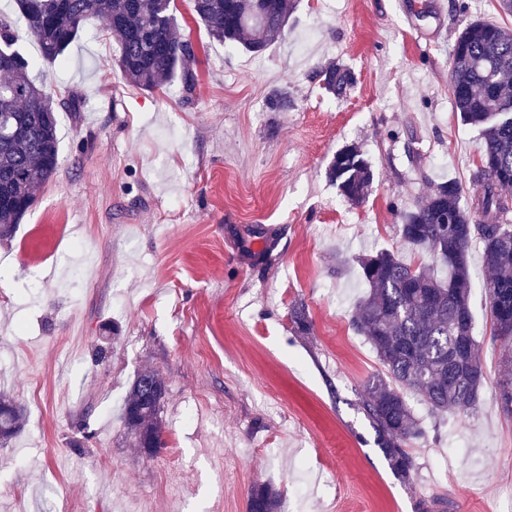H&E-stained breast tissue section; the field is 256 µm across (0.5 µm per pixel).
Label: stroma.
I'll use <instances>...</instances> for the list:
<instances>
[{
    "label": "stroma",
    "instance_id": "1",
    "mask_svg": "<svg viewBox=\"0 0 512 512\" xmlns=\"http://www.w3.org/2000/svg\"><path fill=\"white\" fill-rule=\"evenodd\" d=\"M294 0L284 37L253 55L227 49L174 0L194 46L195 88L125 82L117 44L88 18L50 77L60 165L0 241V393L23 430L0 442V512H247L265 483L281 512H512V414L498 401L495 341L480 244L470 249V307L487 372L481 408L435 417L411 448L414 481L392 473L358 405L381 366L352 326L368 288L358 256H421L398 214L454 179L463 200L481 156L453 106L450 53L465 19L512 27L497 0ZM354 71L341 97L315 72ZM288 91L285 112L268 95ZM358 145L374 180L354 206L327 176ZM272 229L257 242L249 230ZM304 305L309 333L291 313ZM167 386L164 445L128 448L121 422L138 371Z\"/></svg>",
    "mask_w": 512,
    "mask_h": 512
}]
</instances>
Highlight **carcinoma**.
<instances>
[{"label":"carcinoma","mask_w":512,"mask_h":512,"mask_svg":"<svg viewBox=\"0 0 512 512\" xmlns=\"http://www.w3.org/2000/svg\"><path fill=\"white\" fill-rule=\"evenodd\" d=\"M173 0H16L20 17L35 36L41 59L53 64L78 37L86 19L104 20L120 45L116 64L122 78L144 90L180 78L194 91L193 44L177 35ZM196 18L210 36L249 53L264 52L280 39L292 6L287 0H193ZM13 21L0 17V240L13 237L43 184L59 167L58 103L30 75L33 62L13 48ZM322 88L344 95L355 83L346 67L332 64L316 74ZM450 89L463 124L482 140L481 167L472 180L480 193L461 204L453 180L434 184L431 194L399 213L401 238L445 268L439 276L381 250L358 261L369 285L352 316L368 337L384 373L369 379L360 407L376 444L397 478L410 483L415 470L407 447L426 436L423 421L407 394L421 397L432 411L468 415L482 405L487 378L478 351L470 310L469 249L482 244L493 278L488 295L493 337L512 346V29L476 19L465 23L451 52ZM292 106L288 92L268 98L273 112ZM330 181L351 204L364 202L374 174L362 150L349 145L334 155ZM166 383L153 369L138 373L123 406L122 422L130 447L151 457L162 447L161 408ZM501 407L512 413V370L498 383ZM25 409L0 396V441L17 436ZM280 495L254 487L248 512H279Z\"/></svg>","instance_id":"cac0c4a2"}]
</instances>
